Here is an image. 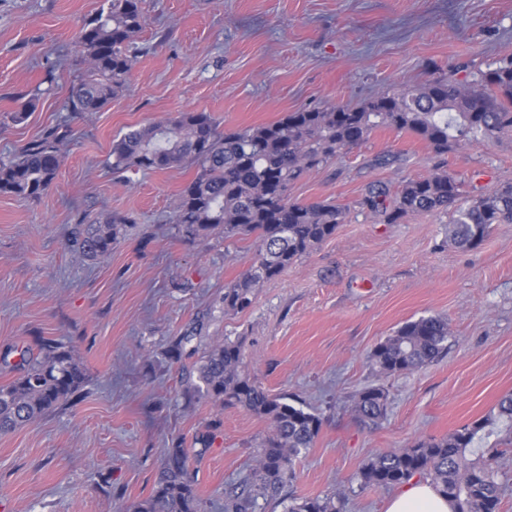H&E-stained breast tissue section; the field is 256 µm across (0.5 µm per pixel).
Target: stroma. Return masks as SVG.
<instances>
[{
    "label": "stroma",
    "mask_w": 512,
    "mask_h": 512,
    "mask_svg": "<svg viewBox=\"0 0 512 512\" xmlns=\"http://www.w3.org/2000/svg\"><path fill=\"white\" fill-rule=\"evenodd\" d=\"M103 0H0V116L19 98L35 108L0 125V159L51 128L63 162L38 201L0 195V355L52 339L88 371L81 399L0 434V512H126L148 497L168 448L182 443L204 512L244 490L268 421L183 395L190 359L170 350L197 317L201 345L242 339L248 373L270 394L319 414L294 495L343 494L344 512H387L399 486H360L374 453L443 436L512 393V223L472 251L448 243L449 215L382 224L356 205L366 187L398 189L436 163L415 137L379 130L294 184L291 197L348 206L344 224L228 313L224 286L251 266L253 236L182 239L172 222L192 168L112 173V143L186 111L224 129L272 123L303 108L356 106L512 58V0H142L146 25L126 92L103 110L67 109L83 76L74 62L84 24ZM398 160L379 167L382 154ZM469 195L512 181V139L444 157ZM133 225L103 263L71 247L83 214ZM440 315L448 351L420 370L385 375L374 347L406 322ZM388 393L368 428L350 398ZM210 435L209 446L197 439Z\"/></svg>",
    "instance_id": "1"
}]
</instances>
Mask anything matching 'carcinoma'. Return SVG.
I'll return each instance as SVG.
<instances>
[{"instance_id":"cac0c4a2","label":"carcinoma","mask_w":512,"mask_h":512,"mask_svg":"<svg viewBox=\"0 0 512 512\" xmlns=\"http://www.w3.org/2000/svg\"><path fill=\"white\" fill-rule=\"evenodd\" d=\"M83 28L79 47L85 74L72 87L68 110L99 112L128 88L135 55L130 51L145 18L142 0H106ZM407 132L442 156L457 146H480L512 132V60L474 73L421 86H407L368 99L358 107L330 106L288 113L270 123L219 130L209 112L187 111L133 130L112 144V170L156 171L194 166L181 190L173 223L186 240L222 233L254 235L260 248L250 268L224 285V311L248 309L260 284L278 277L311 249L336 234L349 208L333 201L304 203L289 196L293 184L339 158L342 150L378 130ZM61 138L49 133L6 161H0V193L35 201L54 184L61 164ZM464 183L441 166L404 181L392 192L370 185L357 201L383 224H399L419 212L451 214L448 241L460 249L482 244L492 225L512 222V183L490 195L464 201ZM129 217L113 214L76 225L72 245L88 260L112 254L125 236ZM199 322L178 337L177 356L195 358L184 393L215 407L239 406L271 425L256 464L245 480L246 494L224 503V512H254L257 500H280L297 479L296 462L313 447L321 417L284 397L269 394L245 372L243 341L224 340L204 349L192 345ZM448 320L428 316L400 326L379 343L369 360L379 372L413 371L448 349ZM17 375L0 384V434L43 417L79 396L87 370L71 346L40 341L38 353L23 351ZM388 393L369 386L351 397L361 424L374 427L386 416ZM494 443H489V440ZM512 445V393L502 396L484 417L453 433L416 440L408 448L375 454L359 469L364 485L388 487L417 474L431 476L453 512H500L497 445ZM188 456L181 444L168 449L148 498L128 512H203L196 487L187 477ZM336 496L293 498L286 512H342Z\"/></svg>"}]
</instances>
